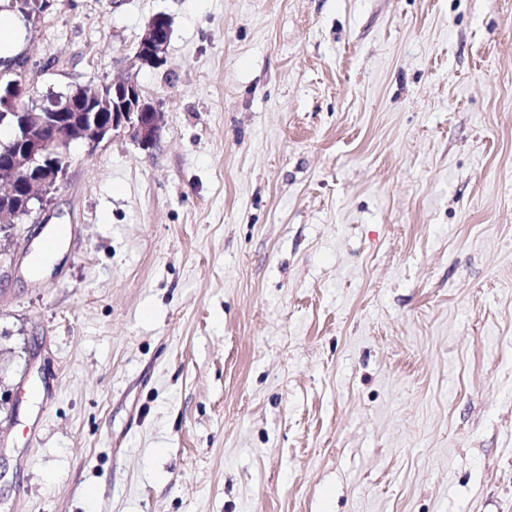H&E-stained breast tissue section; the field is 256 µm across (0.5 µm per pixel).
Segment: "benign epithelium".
Listing matches in <instances>:
<instances>
[{"instance_id":"benign-epithelium-1","label":"benign epithelium","mask_w":512,"mask_h":512,"mask_svg":"<svg viewBox=\"0 0 512 512\" xmlns=\"http://www.w3.org/2000/svg\"><path fill=\"white\" fill-rule=\"evenodd\" d=\"M172 31L168 16H153L130 60L132 67L158 68L166 61ZM112 95L94 89L74 94L53 110L22 102L33 96L32 86L11 82L0 95V127L10 129V140L0 144V232L14 227L51 198L65 175L63 158L70 144H99L118 130L127 131L143 149L158 141L163 115L142 93L132 77L110 82Z\"/></svg>"}]
</instances>
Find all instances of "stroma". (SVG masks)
Returning <instances> with one entry per match:
<instances>
[{"mask_svg": "<svg viewBox=\"0 0 512 512\" xmlns=\"http://www.w3.org/2000/svg\"><path fill=\"white\" fill-rule=\"evenodd\" d=\"M20 53L163 123L0 238V512H512V0H53ZM172 31V21L165 16H153L146 24L143 34L130 60L137 68H158L166 61Z\"/></svg>", "mask_w": 512, "mask_h": 512, "instance_id": "35a3bbf8", "label": "stroma"}]
</instances>
